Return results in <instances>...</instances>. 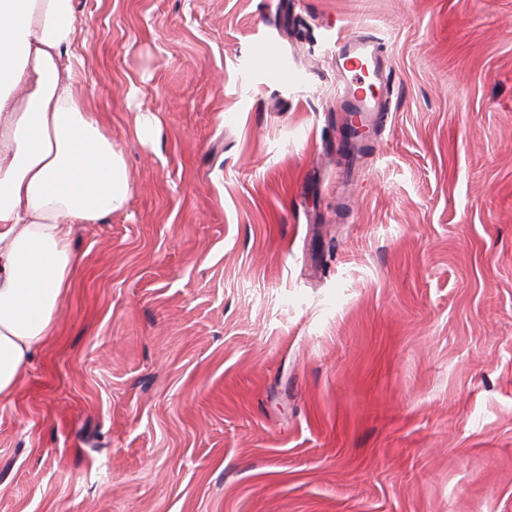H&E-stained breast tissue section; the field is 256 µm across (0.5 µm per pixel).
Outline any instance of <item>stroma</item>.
Returning <instances> with one entry per match:
<instances>
[{
    "label": "stroma",
    "instance_id": "1",
    "mask_svg": "<svg viewBox=\"0 0 512 512\" xmlns=\"http://www.w3.org/2000/svg\"><path fill=\"white\" fill-rule=\"evenodd\" d=\"M76 9L133 190L0 402V512H512V0ZM377 52L375 42L369 38L344 42L339 52V62L344 71L354 73L356 79L366 75L376 76Z\"/></svg>",
    "mask_w": 512,
    "mask_h": 512
}]
</instances>
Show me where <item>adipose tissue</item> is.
<instances>
[{
	"instance_id": "adipose-tissue-1",
	"label": "adipose tissue",
	"mask_w": 512,
	"mask_h": 512,
	"mask_svg": "<svg viewBox=\"0 0 512 512\" xmlns=\"http://www.w3.org/2000/svg\"><path fill=\"white\" fill-rule=\"evenodd\" d=\"M75 0H0V400L56 330L78 267L71 227L127 202L125 158L74 73Z\"/></svg>"
}]
</instances>
